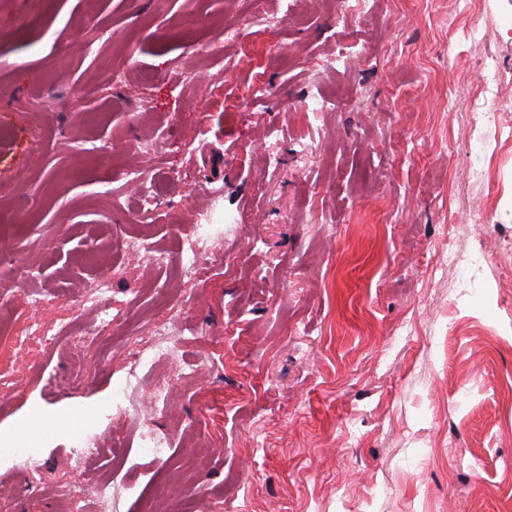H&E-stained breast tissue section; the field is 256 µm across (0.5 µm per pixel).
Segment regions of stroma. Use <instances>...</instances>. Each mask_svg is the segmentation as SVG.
Instances as JSON below:
<instances>
[{"mask_svg":"<svg viewBox=\"0 0 512 512\" xmlns=\"http://www.w3.org/2000/svg\"><path fill=\"white\" fill-rule=\"evenodd\" d=\"M486 64L512 108V0H0V280L66 291L9 313L67 329L106 283L115 335L165 323L182 352L135 417L108 412L124 350L17 354L0 436L47 464L33 488L0 460V512L111 473L145 512L162 469L178 512H512V122L470 129ZM203 219L193 276L120 247ZM86 421L120 469L72 471ZM171 439L167 430H159L145 439L143 453L152 456L160 465H164L170 455Z\"/></svg>","mask_w":512,"mask_h":512,"instance_id":"35a3bbf8","label":"stroma"}]
</instances>
